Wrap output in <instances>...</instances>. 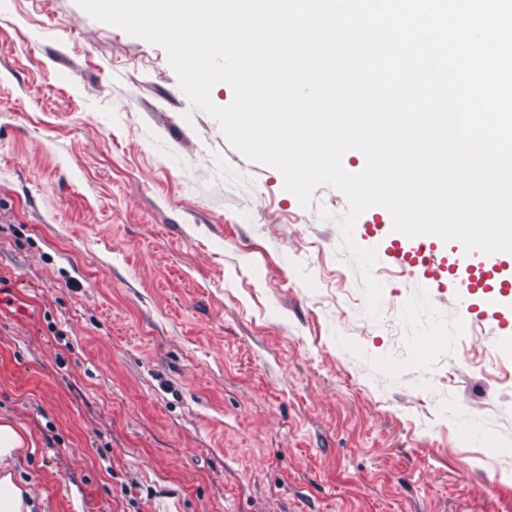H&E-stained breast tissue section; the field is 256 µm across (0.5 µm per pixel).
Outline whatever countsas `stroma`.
Listing matches in <instances>:
<instances>
[{
    "label": "stroma",
    "mask_w": 512,
    "mask_h": 512,
    "mask_svg": "<svg viewBox=\"0 0 512 512\" xmlns=\"http://www.w3.org/2000/svg\"><path fill=\"white\" fill-rule=\"evenodd\" d=\"M346 207L232 148L162 47L0 0V416L37 512H512V465L454 419L512 436L492 319L444 288L401 318L388 273L355 317Z\"/></svg>",
    "instance_id": "1"
}]
</instances>
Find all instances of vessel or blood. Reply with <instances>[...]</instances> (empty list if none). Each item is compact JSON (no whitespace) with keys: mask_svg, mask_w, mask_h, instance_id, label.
I'll return each mask as SVG.
<instances>
[{"mask_svg":"<svg viewBox=\"0 0 512 512\" xmlns=\"http://www.w3.org/2000/svg\"><path fill=\"white\" fill-rule=\"evenodd\" d=\"M385 245L391 266L401 270L408 287H416L418 272L422 280L447 283L461 314H472L480 306L497 313L512 302V254L469 252L457 241L445 247L435 235L410 238L393 230Z\"/></svg>","mask_w":512,"mask_h":512,"instance_id":"1","label":"vessel or blood"}]
</instances>
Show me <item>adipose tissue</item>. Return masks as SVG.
<instances>
[{
    "label": "adipose tissue",
    "mask_w": 512,
    "mask_h": 512,
    "mask_svg": "<svg viewBox=\"0 0 512 512\" xmlns=\"http://www.w3.org/2000/svg\"><path fill=\"white\" fill-rule=\"evenodd\" d=\"M26 438L11 421L0 420V512H32L29 490L11 466L25 454Z\"/></svg>",
    "instance_id": "ef3b65f1"
}]
</instances>
